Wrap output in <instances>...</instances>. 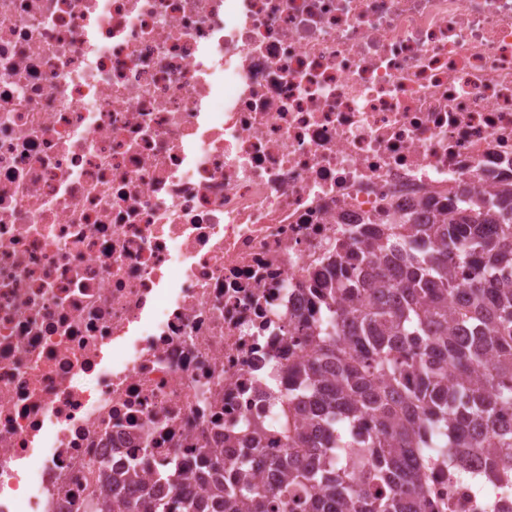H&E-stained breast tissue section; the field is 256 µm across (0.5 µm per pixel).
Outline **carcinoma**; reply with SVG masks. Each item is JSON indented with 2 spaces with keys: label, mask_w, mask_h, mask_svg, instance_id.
<instances>
[{
  "label": "carcinoma",
  "mask_w": 512,
  "mask_h": 512,
  "mask_svg": "<svg viewBox=\"0 0 512 512\" xmlns=\"http://www.w3.org/2000/svg\"><path fill=\"white\" fill-rule=\"evenodd\" d=\"M501 202L448 203L427 225L429 245L387 257L391 237L358 257L375 277L330 281L319 293L315 352L302 364L286 402L304 400L311 435H284L301 445L288 457L261 449L217 456L207 480L212 494L190 512H428L434 471L461 477L480 467L484 489L512 484V426L497 425L512 409V280L458 278L449 254L476 258L489 274L512 263V192ZM372 438L354 453L361 420ZM483 427L485 432L472 435ZM94 512H165L101 488Z\"/></svg>",
  "instance_id": "cac0c4a2"
}]
</instances>
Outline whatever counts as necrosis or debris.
I'll return each mask as SVG.
<instances>
[{
    "label": "necrosis or debris",
    "mask_w": 512,
    "mask_h": 512,
    "mask_svg": "<svg viewBox=\"0 0 512 512\" xmlns=\"http://www.w3.org/2000/svg\"><path fill=\"white\" fill-rule=\"evenodd\" d=\"M506 187L512 0H0V512L287 454L337 258Z\"/></svg>",
    "instance_id": "4bbe7bcc"
}]
</instances>
